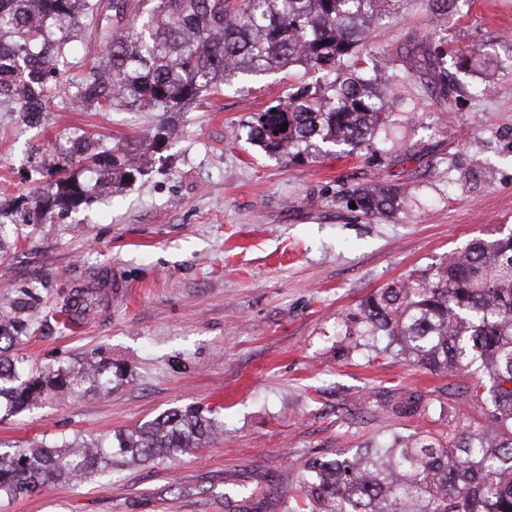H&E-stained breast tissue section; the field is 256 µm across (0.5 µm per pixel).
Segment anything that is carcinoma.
<instances>
[{
  "mask_svg": "<svg viewBox=\"0 0 512 512\" xmlns=\"http://www.w3.org/2000/svg\"><path fill=\"white\" fill-rule=\"evenodd\" d=\"M391 0H0V102L17 103L40 123L53 95L80 110L114 107L160 112L146 153L168 143V118L203 94L234 81L301 66L321 71L314 84L253 112L247 141L272 155L303 154L322 145L368 144L390 122L380 72L363 49L371 22ZM90 32L100 61L53 91L71 67V43ZM287 130H281L282 124ZM46 187L22 198L23 222L44 224L104 196L140 172L125 144L86 133L32 151ZM366 214L396 210L389 185L355 190ZM90 288L66 307L84 313L99 303ZM28 294L0 314V413L18 414L51 388L76 396L112 382V362L90 352L73 364L28 368L8 354L30 330ZM358 345L378 337L433 371H472L487 385L489 424L462 428L444 448L425 438L314 458L299 485L309 512H512V233L480 239L438 268L370 295L353 315ZM199 407L172 410L116 436V444L78 436L59 445H0V499L47 485L102 477L112 455L130 463L172 458L215 435Z\"/></svg>",
  "mask_w": 512,
  "mask_h": 512,
  "instance_id": "1",
  "label": "carcinoma"
}]
</instances>
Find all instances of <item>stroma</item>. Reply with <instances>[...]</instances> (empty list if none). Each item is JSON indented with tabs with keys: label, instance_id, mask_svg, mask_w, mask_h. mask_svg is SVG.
<instances>
[{
	"label": "stroma",
	"instance_id": "stroma-1",
	"mask_svg": "<svg viewBox=\"0 0 512 512\" xmlns=\"http://www.w3.org/2000/svg\"><path fill=\"white\" fill-rule=\"evenodd\" d=\"M402 0L371 25L392 122L353 154L268 155L246 140L251 113L316 72L293 67L225 86L174 116L175 135L110 200L51 224L14 222L0 239V310L36 292L31 367L92 351L112 385L0 418V443L114 438L187 406L212 409L219 437L162 462L113 463L111 477L0 500V512H302L308 461L393 437L440 443L484 424L478 379L353 349L344 320L388 283L436 268L472 240L512 230V0ZM488 45L484 70L472 51ZM156 112L57 104L29 127L0 103V197L41 184L37 142L83 131L112 144L149 138ZM394 184L404 206L351 208L353 189ZM120 280L78 330L71 289Z\"/></svg>",
	"mask_w": 512,
	"mask_h": 512
}]
</instances>
